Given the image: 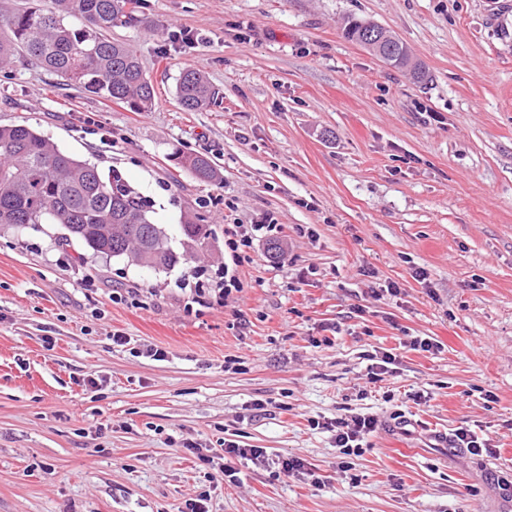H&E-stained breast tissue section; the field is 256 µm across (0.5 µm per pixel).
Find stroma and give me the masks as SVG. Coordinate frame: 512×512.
I'll return each mask as SVG.
<instances>
[{
  "label": "stroma",
  "instance_id": "obj_1",
  "mask_svg": "<svg viewBox=\"0 0 512 512\" xmlns=\"http://www.w3.org/2000/svg\"><path fill=\"white\" fill-rule=\"evenodd\" d=\"M137 13L112 38L139 56L151 109L21 56L0 70V125L120 173L174 250L194 210L219 228L273 216L283 254L263 239L232 262L219 232L196 259L148 270L81 260L57 224L0 230V512H182L202 488L211 512H512L498 484L512 475V0H138ZM349 17L399 37L428 82L344 38ZM180 29L192 43L171 39ZM187 68L216 103L182 110ZM196 154L220 182L181 166ZM228 263L244 288L221 305ZM415 336L440 350L409 349ZM386 350L396 369L365 393L367 357ZM405 404L410 431L390 419ZM353 412L384 426L346 471L310 421ZM461 427L495 454L451 447ZM228 439L269 465L242 462L230 484L184 448L220 455ZM288 457L322 489L285 473ZM280 465L283 470L288 472V474L291 473L293 475L301 476L304 482L314 491L320 490L324 483L319 475H316L314 468H309L308 465L300 458L294 457L282 459Z\"/></svg>",
  "mask_w": 512,
  "mask_h": 512
}]
</instances>
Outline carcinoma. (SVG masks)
Listing matches in <instances>:
<instances>
[{
  "label": "carcinoma",
  "instance_id": "1",
  "mask_svg": "<svg viewBox=\"0 0 512 512\" xmlns=\"http://www.w3.org/2000/svg\"><path fill=\"white\" fill-rule=\"evenodd\" d=\"M136 5L137 0H51L48 9L1 19L9 36L0 37V69L11 67L23 52L75 88L146 111L154 102V85L137 54L111 37L112 27L141 22ZM73 16L80 26L69 23ZM376 29L373 22L349 18L344 36L379 57L385 46L374 39ZM175 94L186 112L209 107L215 97L195 69L180 74ZM181 164L201 182L220 180L217 164L205 155L186 156ZM25 224H59L67 231L62 241L149 269L175 266L215 235L205 216L186 211L181 218L184 250L175 252L165 228L121 175H104L26 124L0 125V227Z\"/></svg>",
  "mask_w": 512,
  "mask_h": 512
}]
</instances>
